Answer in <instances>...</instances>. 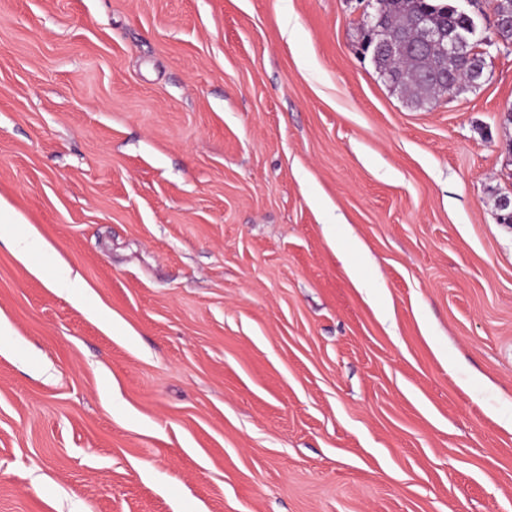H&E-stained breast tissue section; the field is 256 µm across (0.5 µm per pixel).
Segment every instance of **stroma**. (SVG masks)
Here are the masks:
<instances>
[{"mask_svg": "<svg viewBox=\"0 0 512 512\" xmlns=\"http://www.w3.org/2000/svg\"><path fill=\"white\" fill-rule=\"evenodd\" d=\"M376 7L0 0V512H512V50ZM384 1L385 25L390 34L398 33L405 26L414 22L415 30L408 32L404 37H387L384 28L383 14L381 9L366 18L363 21L361 49L365 52H372L373 58L376 59L380 54H384L392 59L404 62L408 54L413 48L421 46L436 47L445 61L448 77V60L457 61L463 57L467 51L470 52V46L473 43H480L481 52L480 62L473 67L472 72L463 77L465 80L461 83L468 84L471 88H479L481 80L484 77V71L487 66L486 58L489 57L488 48L499 47L501 44L512 42V14H505L496 10L494 14V21L489 28L490 34H487L486 28L478 33V26L473 17L464 15L467 12L460 6L458 8L461 13L457 12L454 4L449 3L453 0L437 1V0H412L411 10L414 14L427 13L439 25L448 23L452 28L458 31H464L468 25V31L458 33L451 28L445 29L443 27L434 25L426 20V16L419 15L414 21L412 15L406 9H399L393 7L395 0H377ZM413 1H417L415 3ZM446 2V3H445ZM508 31L510 41H505L502 34ZM471 53V52H470ZM440 74L443 75V71ZM424 55L423 60H425V62L419 69L418 79L404 87L413 89L414 94L421 101H437L441 97L436 98L442 83L437 81V73L433 70L432 62L439 58V53L435 48H431ZM0 238L9 240L12 244L24 242L26 244H36L47 250L48 247L42 241L35 237L26 224L11 211L3 209L0 206Z\"/></svg>", "mask_w": 512, "mask_h": 512, "instance_id": "1", "label": "stroma"}]
</instances>
